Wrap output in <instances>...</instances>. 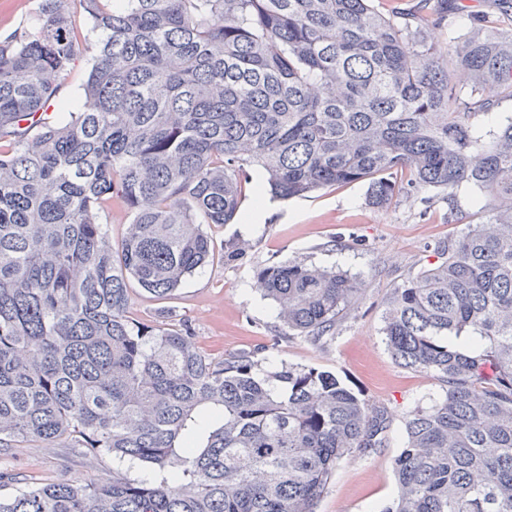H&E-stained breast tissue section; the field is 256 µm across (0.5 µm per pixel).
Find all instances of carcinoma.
I'll use <instances>...</instances> for the list:
<instances>
[{
  "mask_svg": "<svg viewBox=\"0 0 512 512\" xmlns=\"http://www.w3.org/2000/svg\"><path fill=\"white\" fill-rule=\"evenodd\" d=\"M78 2L96 38L75 27ZM448 0L386 15L372 0H41L0 39V454L24 443L112 456V479L20 487L0 512H315L339 461L391 417L335 375L130 316L213 258L206 224L247 196L366 181L370 201L431 189L486 222L394 289L385 344L443 394L404 421L385 512H512V28L488 16L448 54ZM87 56L83 109L58 100ZM402 180H397V175ZM131 214L118 247L101 222ZM282 325L321 340L360 293L301 261L255 272ZM512 116V101L505 99L502 100L490 112L479 116L476 119V124L483 133L496 128L499 124L504 122L507 117Z\"/></svg>",
  "mask_w": 512,
  "mask_h": 512,
  "instance_id": "1",
  "label": "carcinoma"
}]
</instances>
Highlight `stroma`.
<instances>
[{"label": "stroma", "mask_w": 512, "mask_h": 512, "mask_svg": "<svg viewBox=\"0 0 512 512\" xmlns=\"http://www.w3.org/2000/svg\"><path fill=\"white\" fill-rule=\"evenodd\" d=\"M448 26L434 30L439 43L463 37L472 19L492 10L491 0H448ZM462 221L448 218V205L432 190L401 194L386 209L368 202V185L329 188L307 198L265 203L256 232L244 224H213L217 243L247 240L236 262L215 256L165 300L133 290L131 316L187 328L215 355L253 352L255 360L275 358L289 365L326 370L392 419L390 440L377 453L345 456L324 491L317 512H381L394 497L393 460L401 450L402 423L419 400L438 395L440 381L398 366L382 335L387 298L393 288L434 263L437 243L453 240L481 215L469 193H461ZM308 261L359 276L354 307L334 335L316 341L283 328L273 303L256 288L254 270L271 262ZM112 476V458L84 448L23 444L0 456V497L20 485L59 480L86 483Z\"/></svg>", "instance_id": "35a3bbf8"}]
</instances>
